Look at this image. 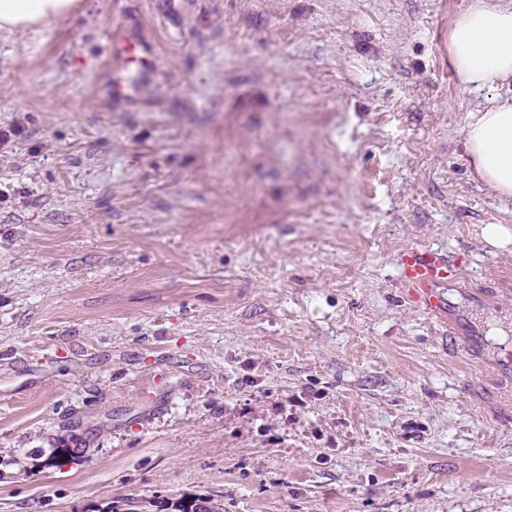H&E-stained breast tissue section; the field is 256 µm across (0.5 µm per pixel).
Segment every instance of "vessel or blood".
<instances>
[{
  "label": "vessel or blood",
  "mask_w": 512,
  "mask_h": 512,
  "mask_svg": "<svg viewBox=\"0 0 512 512\" xmlns=\"http://www.w3.org/2000/svg\"><path fill=\"white\" fill-rule=\"evenodd\" d=\"M109 89L117 101L135 102L149 80L152 58L140 51L130 38L113 40L106 61ZM401 278L411 301L419 308L446 318L450 315L444 289L461 273L459 261L447 254L425 248H413L400 258Z\"/></svg>",
  "instance_id": "vessel-or-blood-1"
}]
</instances>
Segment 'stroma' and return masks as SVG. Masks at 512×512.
<instances>
[{"label": "stroma", "instance_id": "stroma-1", "mask_svg": "<svg viewBox=\"0 0 512 512\" xmlns=\"http://www.w3.org/2000/svg\"><path fill=\"white\" fill-rule=\"evenodd\" d=\"M469 3L75 0L0 34V512H512ZM118 28L156 61L131 106ZM414 247L463 261L457 335L407 296Z\"/></svg>", "mask_w": 512, "mask_h": 512}]
</instances>
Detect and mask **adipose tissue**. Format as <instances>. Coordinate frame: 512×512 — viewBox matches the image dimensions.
Masks as SVG:
<instances>
[{"label":"adipose tissue","instance_id":"ef3b65f1","mask_svg":"<svg viewBox=\"0 0 512 512\" xmlns=\"http://www.w3.org/2000/svg\"><path fill=\"white\" fill-rule=\"evenodd\" d=\"M75 0H0V31L44 27L71 15ZM449 56L461 88L487 90V106L470 113L466 150L479 177L495 193L512 197V100L493 97L512 84V8L472 0L449 34Z\"/></svg>","mask_w":512,"mask_h":512}]
</instances>
